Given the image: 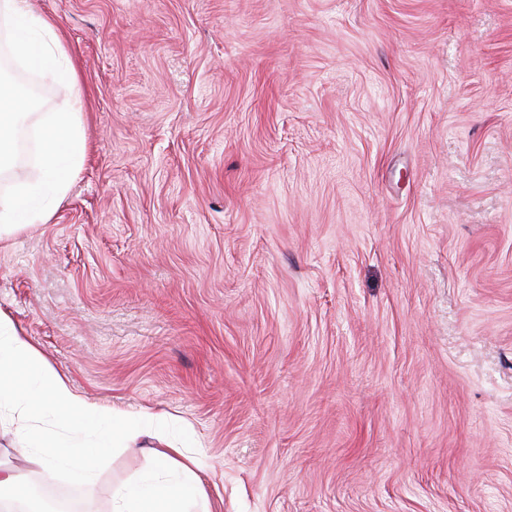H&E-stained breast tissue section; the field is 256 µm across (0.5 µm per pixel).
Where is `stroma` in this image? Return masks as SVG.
<instances>
[{"label": "stroma", "instance_id": "35a3bbf8", "mask_svg": "<svg viewBox=\"0 0 512 512\" xmlns=\"http://www.w3.org/2000/svg\"><path fill=\"white\" fill-rule=\"evenodd\" d=\"M87 158L0 311L168 420L212 512H512V0H35ZM112 512L147 441L89 485Z\"/></svg>", "mask_w": 512, "mask_h": 512}]
</instances>
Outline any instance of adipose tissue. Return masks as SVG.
<instances>
[{
  "label": "adipose tissue",
  "instance_id": "adipose-tissue-1",
  "mask_svg": "<svg viewBox=\"0 0 512 512\" xmlns=\"http://www.w3.org/2000/svg\"><path fill=\"white\" fill-rule=\"evenodd\" d=\"M0 26L12 37L13 51L48 73L65 89L66 105L37 120L40 143L31 179L0 197V240L31 224L51 219L85 160V101L64 36L33 0H0ZM29 98L0 78V173L11 169V153ZM6 407L16 435L34 450L36 463L62 467L72 480L91 482L114 449L147 437L153 442L152 470L112 493V512H208L200 495L199 462L183 449L167 446L150 414L128 416L92 403L51 368L40 350L0 312V407ZM53 413L60 430L42 427Z\"/></svg>",
  "mask_w": 512,
  "mask_h": 512
}]
</instances>
